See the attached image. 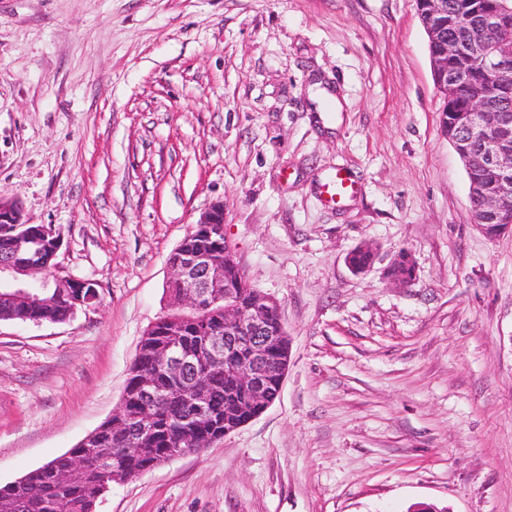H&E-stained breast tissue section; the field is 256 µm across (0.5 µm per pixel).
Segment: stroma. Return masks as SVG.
<instances>
[{
	"instance_id": "stroma-1",
	"label": "stroma",
	"mask_w": 512,
	"mask_h": 512,
	"mask_svg": "<svg viewBox=\"0 0 512 512\" xmlns=\"http://www.w3.org/2000/svg\"><path fill=\"white\" fill-rule=\"evenodd\" d=\"M443 104L415 0H0V197L98 290L0 323V486L117 410L168 258L220 203L282 305L280 395L96 512H512V234L475 226ZM340 169L357 191L324 204Z\"/></svg>"
}]
</instances>
